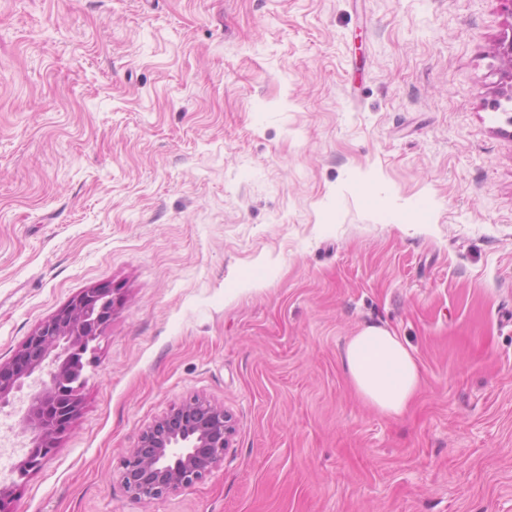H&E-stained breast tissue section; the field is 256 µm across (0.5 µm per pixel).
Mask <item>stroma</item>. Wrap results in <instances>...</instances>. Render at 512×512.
I'll return each instance as SVG.
<instances>
[{
    "label": "stroma",
    "instance_id": "stroma-1",
    "mask_svg": "<svg viewBox=\"0 0 512 512\" xmlns=\"http://www.w3.org/2000/svg\"><path fill=\"white\" fill-rule=\"evenodd\" d=\"M511 38L503 0H0V363L116 290L6 512H512ZM368 323L420 363L403 416L344 374ZM193 397L223 462L132 502ZM232 435L223 407L205 398L187 400L141 431L121 464L120 482L134 502L189 488L224 460Z\"/></svg>",
    "mask_w": 512,
    "mask_h": 512
}]
</instances>
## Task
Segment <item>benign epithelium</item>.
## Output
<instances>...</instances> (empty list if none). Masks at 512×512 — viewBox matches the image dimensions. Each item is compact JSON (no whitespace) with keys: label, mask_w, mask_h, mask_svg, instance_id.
Here are the masks:
<instances>
[{"label":"benign epithelium","mask_w":512,"mask_h":512,"mask_svg":"<svg viewBox=\"0 0 512 512\" xmlns=\"http://www.w3.org/2000/svg\"><path fill=\"white\" fill-rule=\"evenodd\" d=\"M113 294L108 287L82 292L28 337L13 365L0 363V408L30 388L19 420L26 452L0 477V504L52 453L77 412L83 359L112 315ZM232 435V419L223 407L205 398L187 400L141 431L121 464L120 482L134 502L189 488L224 460Z\"/></svg>","instance_id":"benign-epithelium-1"}]
</instances>
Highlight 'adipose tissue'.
Here are the masks:
<instances>
[{
  "mask_svg": "<svg viewBox=\"0 0 512 512\" xmlns=\"http://www.w3.org/2000/svg\"><path fill=\"white\" fill-rule=\"evenodd\" d=\"M340 358L357 395L382 414L402 415L420 388V368L409 344L387 328L363 326L348 338Z\"/></svg>",
  "mask_w": 512,
  "mask_h": 512,
  "instance_id": "obj_1",
  "label": "adipose tissue"
}]
</instances>
